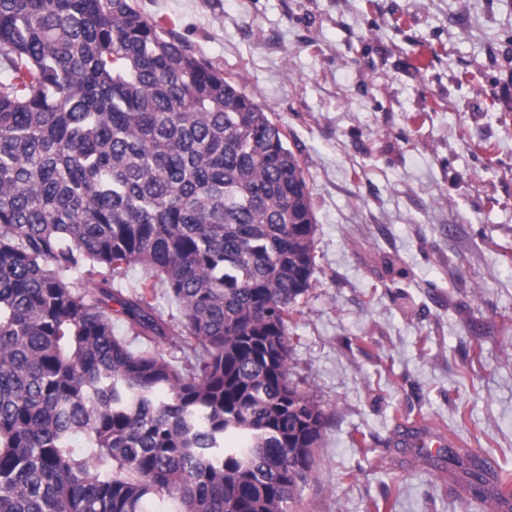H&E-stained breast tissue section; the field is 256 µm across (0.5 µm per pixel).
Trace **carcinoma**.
<instances>
[{
    "mask_svg": "<svg viewBox=\"0 0 512 512\" xmlns=\"http://www.w3.org/2000/svg\"><path fill=\"white\" fill-rule=\"evenodd\" d=\"M0 70V512H293L327 416L289 375L316 224L288 134L129 0H0ZM146 275V270L140 265H131L114 275L116 288H120L124 294L131 293L139 281Z\"/></svg>",
    "mask_w": 512,
    "mask_h": 512,
    "instance_id": "1",
    "label": "carcinoma"
}]
</instances>
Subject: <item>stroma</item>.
Segmentation results:
<instances>
[{
	"mask_svg": "<svg viewBox=\"0 0 512 512\" xmlns=\"http://www.w3.org/2000/svg\"><path fill=\"white\" fill-rule=\"evenodd\" d=\"M288 132L317 267L290 378L328 424L302 512H502L512 479V0H131ZM490 144L493 154L479 152ZM414 422L457 461L399 442ZM466 474L469 477V485L475 497H482L486 492L489 478L496 480V494L498 486V473L493 463L485 457L470 456L466 460Z\"/></svg>",
	"mask_w": 512,
	"mask_h": 512,
	"instance_id": "35a3bbf8",
	"label": "stroma"
}]
</instances>
